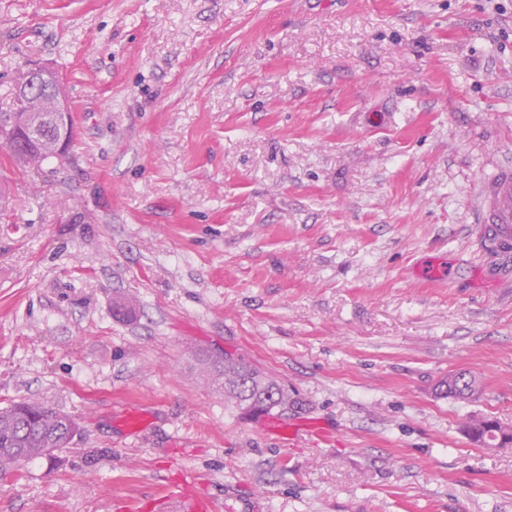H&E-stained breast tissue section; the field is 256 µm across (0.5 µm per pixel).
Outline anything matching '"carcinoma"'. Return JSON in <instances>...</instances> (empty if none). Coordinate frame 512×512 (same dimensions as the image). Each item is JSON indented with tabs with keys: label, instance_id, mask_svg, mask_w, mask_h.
Wrapping results in <instances>:
<instances>
[{
	"label": "carcinoma",
	"instance_id": "cac0c4a2",
	"mask_svg": "<svg viewBox=\"0 0 512 512\" xmlns=\"http://www.w3.org/2000/svg\"><path fill=\"white\" fill-rule=\"evenodd\" d=\"M56 107V96L46 90L13 96L8 112L0 116L18 117L45 129L41 148L27 153L23 167L37 171L56 158L51 129V115ZM194 368L240 410L249 401L259 404L258 414H266L288 403V393L279 382L251 365L234 358L224 361L219 368L206 355L196 356ZM480 379L472 373L460 374L454 388L446 396L466 399L479 389ZM70 415L48 408L37 401H23L0 409V474L16 473L31 460L45 456L46 448H64L73 437L65 420Z\"/></svg>",
	"mask_w": 512,
	"mask_h": 512
}]
</instances>
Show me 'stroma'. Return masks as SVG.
<instances>
[{"label":"stroma","instance_id":"obj_1","mask_svg":"<svg viewBox=\"0 0 512 512\" xmlns=\"http://www.w3.org/2000/svg\"><path fill=\"white\" fill-rule=\"evenodd\" d=\"M35 64L74 139L38 174L0 150V408L80 432L0 476V512L183 486L212 512H512V445L464 432L512 428V250L475 209L512 159V0H0V102ZM199 354L329 440L272 439ZM456 371L472 398L436 391ZM195 360L194 368L202 372V376L209 380L218 391L224 393V398L233 402L244 414L262 415L288 403V393L276 379L241 360L234 358L225 360L223 370L216 366L209 356L198 355ZM267 387L278 389L277 400L267 401L262 397ZM250 400L260 404L257 408L258 412L255 414H250L245 410ZM461 378L454 384V388L447 390L445 396L456 399H466L473 396L479 389L480 379L472 373H456Z\"/></svg>","mask_w":512,"mask_h":512}]
</instances>
